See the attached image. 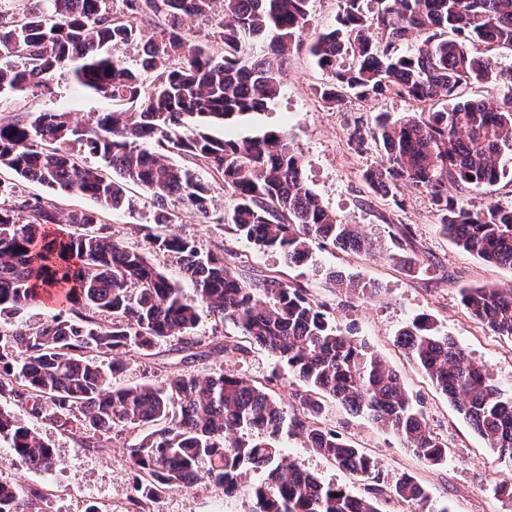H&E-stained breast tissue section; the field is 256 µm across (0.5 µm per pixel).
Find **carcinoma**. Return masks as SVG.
<instances>
[{"label":"carcinoma","instance_id":"cac0c4a2","mask_svg":"<svg viewBox=\"0 0 512 512\" xmlns=\"http://www.w3.org/2000/svg\"><path fill=\"white\" fill-rule=\"evenodd\" d=\"M28 0L18 20L0 17V101L18 92L51 90L66 76L119 108L82 125L64 112L0 120V167L49 190L87 195L98 210L61 214L42 197L0 207V316H14L52 291L71 315L55 314L29 331L0 333V400L25 406L80 448L100 446L109 431L138 428L128 448L134 470L133 512H146L188 479L232 494L251 471L264 472L250 512H382L396 497L428 506L424 485L405 475L385 482L373 457L324 423L335 402L402 438L425 463L439 465L447 446L427 428L421 399L376 351L340 329L326 306L277 275L253 277L202 250L176 227L171 206L229 224L254 245L304 262L312 245L366 252L357 225L328 211L308 186L303 160L283 131L214 137L209 130L264 112L278 97L288 56L306 49L328 75L318 95L334 106L345 97L396 94L421 110L393 120L379 115L369 135L380 147L364 174L388 195L401 183L432 196L443 232L478 259L512 268V203L489 200L473 211L448 195L495 185L512 164V67L493 49L512 52V0H343L338 24L304 43L309 0ZM155 18L147 34L135 23ZM211 27L215 44L194 39ZM135 42L148 56L131 67L122 53ZM409 43L407 51L400 46ZM503 91L490 103L465 97L472 84ZM198 160L235 198L227 215L211 211L209 184L172 160ZM93 158L98 165L87 162ZM159 206L165 233L148 235L151 250L128 248L110 234L102 211L134 209L127 185ZM66 226L96 227L76 234ZM160 252L196 291L183 293L154 263ZM357 298L377 288L356 275L330 272ZM462 304L481 324L512 338V289L464 288ZM207 314L230 321L245 343L274 354L302 384L289 412L267 384L234 373L193 372L116 388L120 356L145 354L171 337L197 345ZM398 343L432 385L512 467V398L502 397L433 319L406 325ZM296 437L364 482L365 494L326 483L283 455ZM28 469L50 470L56 451L8 407H0V446ZM43 494L0 483V512H43Z\"/></svg>","mask_w":512,"mask_h":512}]
</instances>
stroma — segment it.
<instances>
[{
	"label": "stroma",
	"mask_w": 512,
	"mask_h": 512,
	"mask_svg": "<svg viewBox=\"0 0 512 512\" xmlns=\"http://www.w3.org/2000/svg\"><path fill=\"white\" fill-rule=\"evenodd\" d=\"M326 80V74L305 51L293 52L278 98L267 111L236 121L232 131L239 137L286 131L303 159L308 186L337 219L360 225L373 243L370 252L317 245L311 259L294 266L279 253L237 238L228 225L203 222L187 209L180 214V229L195 237L203 249L223 251L228 266H244L255 274L274 271L307 288L317 301L328 305L338 327L384 356L397 368L409 392L421 396L429 430L448 447L447 461L437 466L423 464L404 441L384 427L334 403L326 410V423L368 451L387 482L414 476L425 485L432 503L448 506L449 512H512V501L495 491L506 472L504 464L397 343L399 331L413 318L432 316L440 333L453 337L474 363L485 365L503 395L511 396L512 340L473 319L461 302V291L475 287L512 289V269L485 263L444 235L427 192L402 186L396 196L385 197L366 183L364 174L378 161L379 150L371 141L364 148H355L349 141L350 132L358 125H372L382 113L394 119L411 114L415 104L395 95L368 99L350 96L332 107L317 95ZM111 109L110 99L59 77L50 93L27 90L0 102V119L22 113L65 112L82 120L87 114ZM0 180L15 184L18 193L53 200L65 212L97 207L90 196L58 195L41 184L18 180L6 168L0 170ZM130 193L136 200L135 212L109 211L103 218L112 234L130 247L144 249L148 233L161 230L154 222L157 208L140 187H131ZM404 227L409 228L416 250L426 257L424 265L412 272L396 261L404 253L406 243L400 235ZM331 270L370 281L377 288L375 297L360 300L338 294L327 279ZM237 335L232 324L202 317L195 331L200 341L197 358H185L179 341L173 338L150 354H126L124 371L115 384L121 387L148 379L160 382L183 371L206 374L223 370L270 382L274 396L285 408H293L298 382L274 355L258 347L240 355L218 352L225 337ZM29 425L54 444L61 458L59 465L44 473L29 471L13 462L10 449L0 447V481L42 488L48 497L46 512H85L93 503L111 506L112 512H126L133 477L127 450L139 439V430L104 434L101 447L82 450L70 435L46 422L33 419ZM281 446L301 469L345 486L352 494L362 493L361 481L303 447L299 439L285 438ZM262 478V472L250 473L248 481L231 497L213 484H200L188 491L178 489L155 504L154 510L249 512L252 488Z\"/></svg>",
	"instance_id": "1"
}]
</instances>
